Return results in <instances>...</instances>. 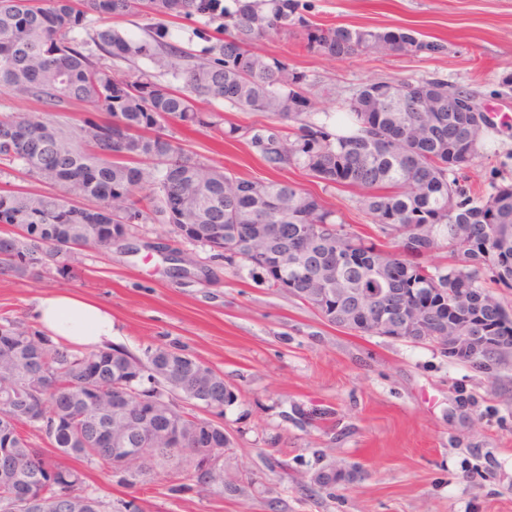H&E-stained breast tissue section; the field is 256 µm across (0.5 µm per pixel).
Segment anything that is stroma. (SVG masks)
Here are the masks:
<instances>
[{
	"instance_id": "stroma-1",
	"label": "stroma",
	"mask_w": 512,
	"mask_h": 512,
	"mask_svg": "<svg viewBox=\"0 0 512 512\" xmlns=\"http://www.w3.org/2000/svg\"><path fill=\"white\" fill-rule=\"evenodd\" d=\"M313 23L404 28L444 44L428 55L369 53L328 58L302 35L269 34L258 52L307 74L313 119L335 129L342 102L364 83L437 78L474 90L499 119L463 170L485 195L512 183V0H309ZM194 157L251 180L296 183L360 233L373 229L360 192L323 188L296 166L270 171L246 138L217 141L176 129ZM82 272L39 280L0 275V318L35 325V299L60 289L112 310L117 343L134 353L176 344L223 373L239 391L222 422L224 493H170L162 472L133 487L91 472L90 487L143 512H512V356L485 375L435 346L349 333L307 303L260 283L245 264L181 241L158 219L134 225L111 251H87ZM286 460L270 468L269 453ZM361 473L332 489L319 472Z\"/></svg>"
}]
</instances>
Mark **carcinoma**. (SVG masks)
<instances>
[{
	"label": "carcinoma",
	"instance_id": "cac0c4a2",
	"mask_svg": "<svg viewBox=\"0 0 512 512\" xmlns=\"http://www.w3.org/2000/svg\"><path fill=\"white\" fill-rule=\"evenodd\" d=\"M0 0V94L38 102L33 116L0 115V164L65 194L21 186L0 190V274L23 278L52 268L76 274L78 255L112 248V217L139 224L151 214L176 236L200 242L238 224L260 239L239 241L235 256L268 287L300 299L335 290L336 312L364 308L401 320L414 297L432 298L426 330L443 335L448 291L472 288L489 305L475 323L512 353V312L486 282L512 288V184L473 197L453 177L477 156L483 115L448 111V84L437 79L382 80L348 102L353 126L331 132L312 121L307 75L254 50L270 32L304 35L309 52L329 58L398 51L436 54L444 44L412 32L310 23L300 0ZM96 16L97 27L88 15ZM149 20L135 39L107 25L115 16ZM204 17L221 37L198 55L167 40L155 19ZM146 58L153 67L135 66ZM171 80L166 81L164 77ZM181 82L176 87L174 83ZM263 112L248 143L271 171L298 166L324 188L362 191L359 208L377 236L358 234L324 201L277 179L250 180L184 152L170 127H217L201 101ZM74 102L89 106L79 124L60 119ZM302 224L317 232L293 247ZM72 242L62 250L58 244ZM446 246L450 266L424 258ZM397 294L386 298L382 289ZM224 376L177 345L136 355L122 346L83 351L8 317L0 324V512H132L130 501L88 489L93 470L126 486L159 469L173 472L172 492H224V426L235 403ZM122 430L133 462L116 463ZM36 432L53 455L28 436Z\"/></svg>",
	"mask_w": 512,
	"mask_h": 512
}]
</instances>
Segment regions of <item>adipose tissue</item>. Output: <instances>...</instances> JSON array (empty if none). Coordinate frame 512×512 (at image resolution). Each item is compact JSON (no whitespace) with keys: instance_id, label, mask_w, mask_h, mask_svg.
I'll use <instances>...</instances> for the list:
<instances>
[{"instance_id":"adipose-tissue-1","label":"adipose tissue","mask_w":512,"mask_h":512,"mask_svg":"<svg viewBox=\"0 0 512 512\" xmlns=\"http://www.w3.org/2000/svg\"><path fill=\"white\" fill-rule=\"evenodd\" d=\"M36 319L54 339L98 350L113 345L116 334L112 312L90 298L57 290H47L38 298Z\"/></svg>"}]
</instances>
